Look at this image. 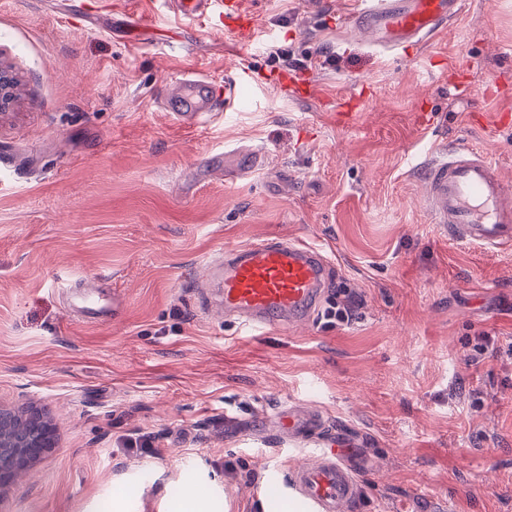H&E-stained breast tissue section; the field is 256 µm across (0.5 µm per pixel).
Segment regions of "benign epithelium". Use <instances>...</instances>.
<instances>
[{
  "label": "benign epithelium",
  "mask_w": 512,
  "mask_h": 512,
  "mask_svg": "<svg viewBox=\"0 0 512 512\" xmlns=\"http://www.w3.org/2000/svg\"><path fill=\"white\" fill-rule=\"evenodd\" d=\"M16 81L12 70L0 62V109L10 105L15 97ZM23 415L39 417L44 427L40 435L27 440L22 435V421L0 416V491L7 489L17 476L30 468L46 452L56 447L57 434L51 417L43 410L23 409Z\"/></svg>",
  "instance_id": "benign-epithelium-1"
}]
</instances>
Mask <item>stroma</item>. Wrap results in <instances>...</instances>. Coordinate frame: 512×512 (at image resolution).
Returning <instances> with one entry per match:
<instances>
[{"label": "stroma", "mask_w": 512, "mask_h": 512, "mask_svg": "<svg viewBox=\"0 0 512 512\" xmlns=\"http://www.w3.org/2000/svg\"><path fill=\"white\" fill-rule=\"evenodd\" d=\"M244 7L249 40L163 0H0L20 81L0 112V407L57 430L0 512H175L197 488L203 512H309L262 486L339 431L354 512H512V355L477 348L512 340V246L449 240L418 169L446 142L512 184V118L492 121L512 115V0H465L396 52L343 23L349 0ZM241 66L250 101L164 112L177 79ZM228 148L264 159L231 181ZM265 239L320 248L334 283L291 333L244 336L219 309L224 252ZM294 409L324 429L290 439Z\"/></svg>", "instance_id": "1"}]
</instances>
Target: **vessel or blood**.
<instances>
[{"instance_id":"1","label":"vessel or blood","mask_w":512,"mask_h":512,"mask_svg":"<svg viewBox=\"0 0 512 512\" xmlns=\"http://www.w3.org/2000/svg\"><path fill=\"white\" fill-rule=\"evenodd\" d=\"M177 13L193 20L212 12H237L241 0H173ZM463 0H351L348 13L368 28L375 44L398 50L431 39L461 10ZM251 83L248 69H237L224 82L207 76L177 81L162 106L176 118L194 123L215 112L230 110ZM427 185L425 209L431 223L452 240L485 248L512 244V185L506 184L483 153L440 145L423 170ZM331 281L329 262L319 248L291 240H270L228 250L219 282L225 315L236 317L242 334L286 331L307 319ZM320 419L308 411L288 419V432L304 438L318 433ZM335 448H321L293 469L288 481L267 479L265 492L279 503L297 495L313 512H344L359 500L357 482Z\"/></svg>"}]
</instances>
